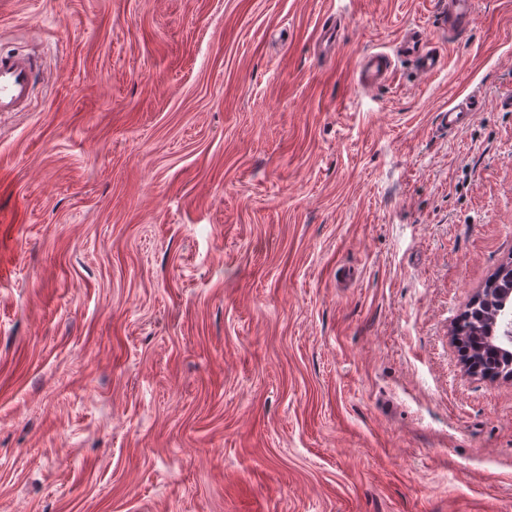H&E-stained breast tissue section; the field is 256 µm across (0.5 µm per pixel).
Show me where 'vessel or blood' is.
Masks as SVG:
<instances>
[{"label":"vessel or blood","instance_id":"b4317fda","mask_svg":"<svg viewBox=\"0 0 512 512\" xmlns=\"http://www.w3.org/2000/svg\"><path fill=\"white\" fill-rule=\"evenodd\" d=\"M443 27L449 40L462 38L476 20L475 0H442ZM411 60L419 74L425 78L436 76L445 67L440 49L419 31L403 36L395 52L369 50L356 62L358 83L368 90L389 83L395 72L396 57ZM35 60L26 53L0 52V112H23L30 104L34 84ZM480 108L479 97L468 95L449 104L443 117L450 131H459L470 125Z\"/></svg>","mask_w":512,"mask_h":512}]
</instances>
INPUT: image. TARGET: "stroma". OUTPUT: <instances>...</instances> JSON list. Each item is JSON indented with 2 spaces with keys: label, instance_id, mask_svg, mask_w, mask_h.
<instances>
[{
  "label": "stroma",
  "instance_id": "stroma-1",
  "mask_svg": "<svg viewBox=\"0 0 512 512\" xmlns=\"http://www.w3.org/2000/svg\"><path fill=\"white\" fill-rule=\"evenodd\" d=\"M441 11L0 0L42 64L0 114V512H512V381L450 335L512 264V0ZM409 28L445 69L359 88ZM443 3V31L448 30V41L462 38L476 20L475 0H441ZM395 72V60L385 50H368L356 62L358 83L367 90H377L389 83ZM480 105L479 97L473 95L457 98L448 104V111L443 114L448 131L455 132L469 126Z\"/></svg>",
  "mask_w": 512,
  "mask_h": 512
}]
</instances>
